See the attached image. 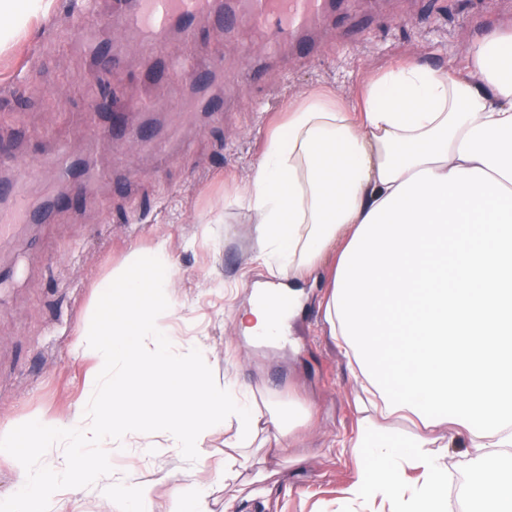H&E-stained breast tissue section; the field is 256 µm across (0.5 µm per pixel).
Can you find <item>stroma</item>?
I'll return each instance as SVG.
<instances>
[{
	"mask_svg": "<svg viewBox=\"0 0 512 512\" xmlns=\"http://www.w3.org/2000/svg\"><path fill=\"white\" fill-rule=\"evenodd\" d=\"M112 2L95 0L76 19L64 0H53L48 13L24 19L0 47V144L29 156L26 189L33 200L60 198L51 223L20 225L14 240L0 246V264L17 265L15 277L0 282V426L20 425L31 414L60 427L72 422L93 366L78 342L95 290L132 249L161 242L183 306L171 328L207 350L212 379L240 395L266 388L312 409L283 452L255 449L251 483L214 487L212 512H222L228 498L237 512H362L347 493L358 477L356 460L332 449L360 426L358 385L323 319L337 252L329 250L319 271L300 284L301 309L284 340L247 342L234 316L265 276L248 263L253 216L233 194L248 184L268 133L290 105L315 91L357 104L367 82L407 61L464 71L472 42L493 26H512V0H346V23L321 28L314 56L261 54L255 72L242 64V46L255 41L248 28L205 27L191 43L174 34L152 54L136 36L105 28ZM101 41L120 44L127 60L126 70L109 75L125 105L129 136L122 141L105 130L91 133L84 119L97 93L85 76L101 67L92 52ZM186 55L202 71L223 62L218 116L199 110L189 80L149 77L155 59ZM21 64L29 79L18 87L12 79ZM145 101L153 112L141 110ZM146 128L167 137L168 159L141 142ZM62 145L96 158L87 190L59 189L41 173L43 159ZM150 441L147 448L115 449L112 467L130 482L155 481L156 512H172L168 476L185 464L161 436ZM442 454L449 508L472 512L465 497L475 478L469 457L458 448Z\"/></svg>",
	"mask_w": 512,
	"mask_h": 512,
	"instance_id": "stroma-1",
	"label": "stroma"
}]
</instances>
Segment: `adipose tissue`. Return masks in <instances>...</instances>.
<instances>
[{
	"mask_svg": "<svg viewBox=\"0 0 512 512\" xmlns=\"http://www.w3.org/2000/svg\"><path fill=\"white\" fill-rule=\"evenodd\" d=\"M466 70H389L355 113L308 96L236 196L255 218L252 261L269 278L305 279L339 247L323 316L363 391L360 429L345 442L360 463L348 494L397 512H447L448 446L478 465L470 501L512 512V33L474 41ZM173 278L160 244L132 250L100 284L79 340L97 362L86 400L65 428L27 419L31 450L17 455L0 512H51L52 495L89 485L119 512H154V483H128L108 462L110 449L150 432L194 475L174 485L179 512H212L213 484L235 483L253 447L293 441L309 407L266 394L239 401L212 380L200 344L175 352ZM235 321L259 337L280 315L256 296ZM147 375L155 415L144 422L136 382ZM397 418L417 426L411 440L391 436ZM219 432L224 456L211 464L204 444ZM205 469L210 479H197Z\"/></svg>",
	"mask_w": 512,
	"mask_h": 512,
	"instance_id": "1",
	"label": "adipose tissue"
}]
</instances>
